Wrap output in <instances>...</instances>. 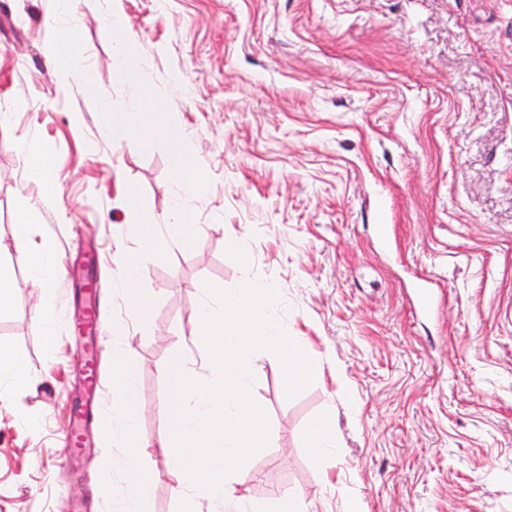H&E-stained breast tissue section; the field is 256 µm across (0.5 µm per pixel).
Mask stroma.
Segmentation results:
<instances>
[{"label": "stroma", "instance_id": "stroma-1", "mask_svg": "<svg viewBox=\"0 0 512 512\" xmlns=\"http://www.w3.org/2000/svg\"><path fill=\"white\" fill-rule=\"evenodd\" d=\"M156 2L121 0L143 100L165 102L129 136L97 117L130 98L112 76V0H73L68 16L90 96L80 81L60 86L50 59L57 0H0V268L14 288L0 344L38 381L0 412V512H113L96 491L122 454L109 411L78 464L59 459L83 396L85 342L70 319L84 257H99L111 323L127 305L118 252L149 301L124 346L143 434L168 432L174 355L209 377L190 314L210 285L272 283L281 330L336 371L291 396L276 354H255L251 392L274 433L239 498L300 490L305 512H346L353 498L365 512H512V0ZM160 126L192 140L206 178L184 225L163 221L179 167ZM25 139L52 154L48 176L19 158ZM22 219L64 267L52 349L15 248ZM157 227L178 241L162 261L139 243ZM329 407L336 446L316 466L308 429ZM173 465L155 450L114 489L146 477L150 512H180Z\"/></svg>", "mask_w": 512, "mask_h": 512}]
</instances>
